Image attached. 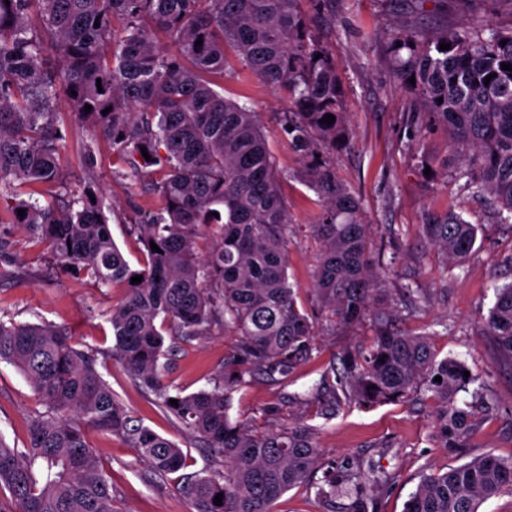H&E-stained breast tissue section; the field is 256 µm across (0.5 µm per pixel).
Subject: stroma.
Instances as JSON below:
<instances>
[{"label": "stroma", "instance_id": "stroma-1", "mask_svg": "<svg viewBox=\"0 0 512 512\" xmlns=\"http://www.w3.org/2000/svg\"><path fill=\"white\" fill-rule=\"evenodd\" d=\"M300 9L336 58L351 129L346 150L333 155L322 151L316 159L333 162L337 177L361 201L372 226L374 264L386 285L409 283L417 288L416 307L401 320V327L427 336L437 359L463 361L491 405H474L462 447L448 448L435 426L441 402L427 391L369 408L344 399L330 416L322 415L318 403H299V396L338 366L342 352L364 347L372 332L365 321L337 327L332 334L326 329L313 291L316 245L310 229L321 201L304 178L305 158L291 147L278 124L279 113L289 107L287 98L248 75L225 81L224 95L260 112L277 167L288 175L282 184L292 215L288 279L300 311L314 324L316 349L280 383H269L260 375L249 378L232 393L229 415L259 429L274 421L298 420L311 426L323 465L345 460L388 474L389 483L374 494L376 512H403L422 474L445 471L485 454L512 459V366L480 332L496 288L512 282V223H500L487 202L472 197L456 180L461 161L442 127L427 124L421 136H413L418 107L389 56L390 40L399 31L459 28L468 25L471 16L453 2L435 8L432 0H427L424 11L412 13L396 11L391 0H301ZM63 132L64 178L62 185L52 186L51 196L80 193L86 182L95 181L112 207L113 241L132 268H141L143 246L128 226L140 213L158 207L157 198L141 190L156 180V173L116 176L106 139L92 136L76 121ZM88 144L94 150L89 159L84 156ZM448 212L459 213L478 227L474 248L460 263L446 259L422 231L433 217ZM47 261L22 225H9L0 234V313L18 322L45 321L64 329L77 348L96 354L98 372L136 423L182 448L190 471L209 468L212 458L203 444L157 407L153 395L136 386L110 356L109 316L123 300L124 289L97 287L87 277L49 267ZM234 344V335L219 327L202 338L171 343L160 360L165 383L186 394L210 387ZM41 408L25 378L0 363V436L24 446L28 418ZM86 439L112 485L115 512H191L177 475L155 478L137 450L120 436L90 429ZM322 477V470H315L308 481L284 493L275 512H343L348 497L330 505L317 497Z\"/></svg>", "mask_w": 512, "mask_h": 512}]
</instances>
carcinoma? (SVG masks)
I'll use <instances>...</instances> for the list:
<instances>
[{
  "mask_svg": "<svg viewBox=\"0 0 512 512\" xmlns=\"http://www.w3.org/2000/svg\"><path fill=\"white\" fill-rule=\"evenodd\" d=\"M299 2L0 0V224L25 227L62 268L99 287L126 289L109 318L112 358L220 461L181 473L182 448L132 423L95 355L52 324L0 319V362L18 370L45 407L30 417L24 449L0 437V512H114L112 486L85 441L86 427L124 438L154 476L180 474L193 512H273L317 464L320 446L310 427L273 423L256 431L228 414L230 394L245 376L286 377L315 350L314 326L288 280L291 214L260 114L220 93L224 78L254 76L293 106L281 128L298 153L349 146L336 60L311 35ZM454 2L472 12L469 26L430 37L395 35L393 60L419 106L446 127L465 162L456 176L509 223L512 72L501 64L512 65V28L488 23L473 8L476 0ZM441 43L450 49L439 50ZM62 96L92 135L110 142L125 176L147 167L162 174L151 187L162 207L130 226L146 250L140 270L112 240L95 182L46 204L14 189L17 181L39 194L61 179ZM328 114L335 116L330 125L322 121ZM305 177L322 200L312 224L319 306L332 330L366 319L374 331L369 346L343 353L339 383L326 374L314 388L326 396L322 410L336 409L338 386L363 407L431 390L443 400L438 432L456 447L471 418L456 396L474 378L464 377L460 360H436L425 336L397 328L398 303L371 259V225L335 169L316 163ZM477 229L457 214L423 225L427 240L456 261L470 253ZM206 233L213 244L202 256L197 244ZM135 276L142 281L131 283ZM215 326L236 340L213 387L172 391L159 368L165 336L188 342ZM482 330L512 366V284L496 289ZM361 480L346 512H369L371 489L388 476L370 469ZM341 490L333 473L316 495L328 504ZM502 493H512V460L488 454L424 475L404 512H479Z\"/></svg>",
  "mask_w": 512,
  "mask_h": 512,
  "instance_id": "obj_1",
  "label": "carcinoma"
}]
</instances>
